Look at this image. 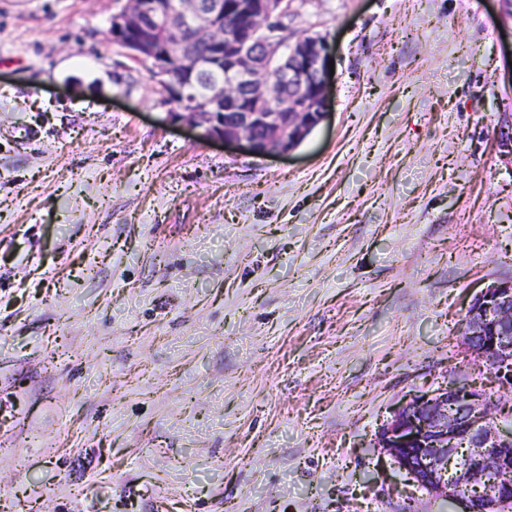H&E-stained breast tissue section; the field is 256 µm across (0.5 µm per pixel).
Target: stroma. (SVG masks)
I'll return each mask as SVG.
<instances>
[{
  "label": "stroma",
  "instance_id": "stroma-1",
  "mask_svg": "<svg viewBox=\"0 0 512 512\" xmlns=\"http://www.w3.org/2000/svg\"><path fill=\"white\" fill-rule=\"evenodd\" d=\"M120 0H0V512H461L383 420L473 384L512 281L499 0H292L327 118L255 156L171 122ZM467 341L479 345V359L495 361L503 387L512 391V282L487 286L472 300L466 318ZM463 336V344L466 343Z\"/></svg>",
  "mask_w": 512,
  "mask_h": 512
}]
</instances>
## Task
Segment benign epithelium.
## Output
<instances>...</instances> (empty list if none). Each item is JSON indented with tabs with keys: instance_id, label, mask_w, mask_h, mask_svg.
Wrapping results in <instances>:
<instances>
[{
	"instance_id": "7a95c632",
	"label": "benign epithelium",
	"mask_w": 512,
	"mask_h": 512,
	"mask_svg": "<svg viewBox=\"0 0 512 512\" xmlns=\"http://www.w3.org/2000/svg\"><path fill=\"white\" fill-rule=\"evenodd\" d=\"M289 0H124L112 14V38L136 57L148 52L155 68L178 69L165 95L182 98L211 74H224L216 112L170 111L168 117L203 139H221L253 155L290 153L327 115V44L319 37L288 46L282 20ZM170 38L154 44V24ZM288 96V111L276 106ZM499 142L512 153V113L500 117ZM465 335L479 358L512 391V282L487 286L472 300ZM491 398L450 384L416 397L378 432L376 445L407 479L427 493L462 501L464 512H494L512 502V431L491 420ZM496 478V494L480 493Z\"/></svg>"
}]
</instances>
